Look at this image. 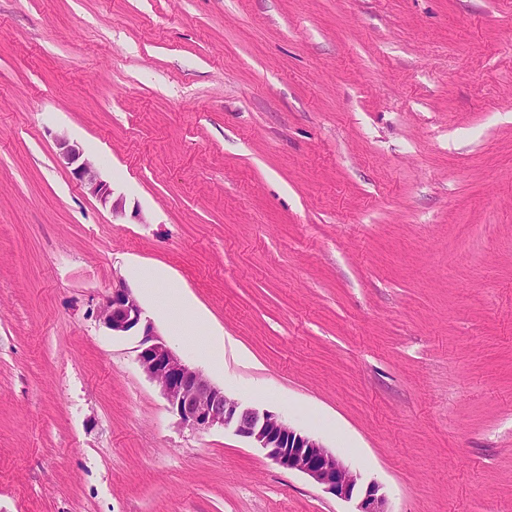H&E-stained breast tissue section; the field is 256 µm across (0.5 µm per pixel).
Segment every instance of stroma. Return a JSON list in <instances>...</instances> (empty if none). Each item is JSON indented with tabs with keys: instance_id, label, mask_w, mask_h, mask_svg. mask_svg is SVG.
Instances as JSON below:
<instances>
[{
	"instance_id": "35a3bbf8",
	"label": "stroma",
	"mask_w": 512,
	"mask_h": 512,
	"mask_svg": "<svg viewBox=\"0 0 512 512\" xmlns=\"http://www.w3.org/2000/svg\"><path fill=\"white\" fill-rule=\"evenodd\" d=\"M120 282L388 512H512V0H0V512H354L180 423ZM61 155L67 164L74 166L73 173L83 183L88 192L99 199L106 206L110 204L112 212H118L119 203L112 202V191L107 183L101 179L97 167L88 159L83 158L82 150L75 144L61 137L59 139ZM163 304L174 312L173 326L178 334L187 332V324L198 319V315L179 288H166ZM204 336L206 338L198 345L202 358L216 367L224 365V347L226 344L233 347L234 340L230 336H222L217 333Z\"/></svg>"
}]
</instances>
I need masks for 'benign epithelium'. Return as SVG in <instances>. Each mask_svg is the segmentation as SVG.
<instances>
[{"label":"benign epithelium","instance_id":"benign-epithelium-1","mask_svg":"<svg viewBox=\"0 0 512 512\" xmlns=\"http://www.w3.org/2000/svg\"><path fill=\"white\" fill-rule=\"evenodd\" d=\"M61 155L73 166V173L88 192L112 212L119 203L112 201V191L101 179L97 167L83 158L82 150L62 137ZM96 318L112 334L122 336L131 331L141 333L138 362L142 370L156 381L170 412L182 423L199 431L215 427L230 429L260 448L281 467L307 476L335 497L357 500L356 512H387L380 486L363 483L360 473L326 448L316 438L294 428L282 416L253 406H244L228 397L224 389L212 383L201 369L188 364L176 354L144 316L143 308L123 284L112 289Z\"/></svg>","mask_w":512,"mask_h":512}]
</instances>
